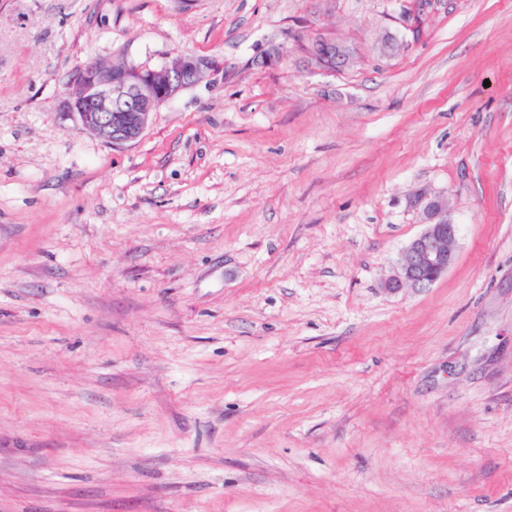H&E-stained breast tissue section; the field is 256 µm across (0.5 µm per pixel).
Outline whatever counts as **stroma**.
<instances>
[{"label": "stroma", "instance_id": "obj_1", "mask_svg": "<svg viewBox=\"0 0 512 512\" xmlns=\"http://www.w3.org/2000/svg\"><path fill=\"white\" fill-rule=\"evenodd\" d=\"M410 4L0 0V512H512V0ZM178 52L136 142L56 110ZM315 45L325 48L323 53L316 54ZM303 62L308 66H314L324 71L333 72L334 68H348L356 59V50L350 44L339 40L333 33L319 32L307 42L299 46ZM416 205L425 228L403 249L396 273L385 280L390 293L404 286L431 287L455 260L459 227L448 221V197L423 194Z\"/></svg>", "mask_w": 512, "mask_h": 512}]
</instances>
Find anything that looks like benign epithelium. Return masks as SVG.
<instances>
[{
    "label": "benign epithelium",
    "mask_w": 512,
    "mask_h": 512,
    "mask_svg": "<svg viewBox=\"0 0 512 512\" xmlns=\"http://www.w3.org/2000/svg\"><path fill=\"white\" fill-rule=\"evenodd\" d=\"M300 51L306 65L328 72L348 68L356 59L355 48L330 32L315 34L300 44ZM211 66L209 59L183 52L159 69L94 65L71 78L56 110L114 146L131 143L143 135L162 105L195 85ZM416 205L425 228L403 249L396 273L385 280L390 293L404 286L431 287L455 260L459 227L448 221V197L423 194Z\"/></svg>",
    "instance_id": "obj_1"
}]
</instances>
